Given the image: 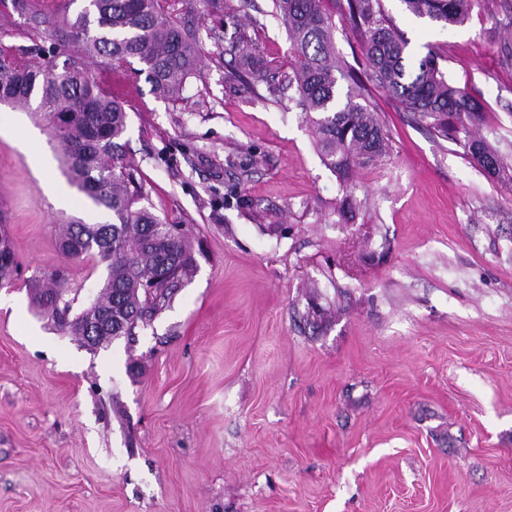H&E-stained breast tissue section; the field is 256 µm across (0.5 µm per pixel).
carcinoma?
Returning a JSON list of instances; mask_svg holds the SVG:
<instances>
[{
	"label": "carcinoma",
	"instance_id": "1",
	"mask_svg": "<svg viewBox=\"0 0 512 512\" xmlns=\"http://www.w3.org/2000/svg\"><path fill=\"white\" fill-rule=\"evenodd\" d=\"M325 0H272L271 16L282 23L290 42L286 88L314 129L322 161L348 184L357 169L389 152V139L375 113L359 99L369 85L382 89L417 120L459 145L488 173L512 181L498 154L474 134L481 119L478 101L448 83L430 50L410 65L408 42L385 16L381 0H345L343 20L362 38L365 68L345 69L336 59L333 23ZM417 17L455 25L472 0H401ZM15 11L36 24L54 21L67 29L83 54L57 72L49 66L0 50V102L33 109L49 122L61 150L63 173L70 185L107 219L90 223L73 216L59 247L75 260L98 257L107 262L102 291L90 307L73 312L76 298L57 286L56 273L40 289L38 303L63 330L86 323L100 310L112 309V326L98 343L114 336H136L170 300L180 281L194 271L196 260L187 234L174 231L141 205L144 184L128 166L127 111L112 95L110 82L86 74L88 59L104 58L122 69L136 60L156 97L176 101L200 67L198 29L188 22L194 0H86L71 20L54 0H12ZM228 52L236 69L253 82H266L282 64L265 57L245 36ZM350 80L341 91L339 78ZM18 261L6 238L0 239V283H10ZM157 283L149 290L147 286Z\"/></svg>",
	"mask_w": 512,
	"mask_h": 512
}]
</instances>
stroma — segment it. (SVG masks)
<instances>
[{"label":"stroma","mask_w":512,"mask_h":512,"mask_svg":"<svg viewBox=\"0 0 512 512\" xmlns=\"http://www.w3.org/2000/svg\"><path fill=\"white\" fill-rule=\"evenodd\" d=\"M382 4L512 165V0L452 26ZM253 17L196 0L184 100L113 77L143 204L197 259L136 340L86 346L35 305L31 280L63 272L80 309L107 270L59 247L86 199L47 122L0 105L19 262L0 287V512H512V184L375 88L391 150L343 188L295 104L232 75L238 34L288 57L284 28ZM0 46L59 70L76 53L11 0Z\"/></svg>","instance_id":"stroma-1"}]
</instances>
